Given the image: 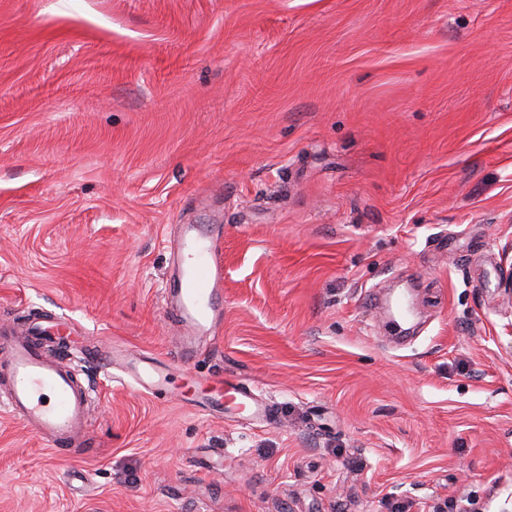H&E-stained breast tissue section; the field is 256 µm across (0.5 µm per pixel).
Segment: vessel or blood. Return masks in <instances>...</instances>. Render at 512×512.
Masks as SVG:
<instances>
[{
    "label": "vessel or blood",
    "instance_id": "vessel-or-blood-1",
    "mask_svg": "<svg viewBox=\"0 0 512 512\" xmlns=\"http://www.w3.org/2000/svg\"><path fill=\"white\" fill-rule=\"evenodd\" d=\"M223 241L220 224L180 227L165 302L179 328L182 356L192 355L198 339H215L220 330L217 302L224 297V276L218 255ZM49 337V327L42 323L0 324V398L11 415L44 440L54 454L70 459L77 449L90 444V390L67 366L44 357L42 345ZM83 355L101 371L111 372V346L88 345ZM132 371L149 393H166L169 374L164 361L142 357L133 362ZM228 391L241 403L253 401L248 386H228L219 378L203 409L220 411Z\"/></svg>",
    "mask_w": 512,
    "mask_h": 512
}]
</instances>
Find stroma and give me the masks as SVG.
Returning a JSON list of instances; mask_svg holds the SVG:
<instances>
[{"label": "stroma", "mask_w": 512, "mask_h": 512, "mask_svg": "<svg viewBox=\"0 0 512 512\" xmlns=\"http://www.w3.org/2000/svg\"><path fill=\"white\" fill-rule=\"evenodd\" d=\"M187 222L224 227V316L179 359ZM511 266L512 0H0V320L118 356L72 358L83 457L0 405V512H500ZM217 373L272 420L188 406ZM84 359L96 364L101 371H112V346L106 344L85 345ZM162 360L142 357L132 363L133 377L152 395L166 393L169 385V373Z\"/></svg>", "instance_id": "stroma-1"}]
</instances>
